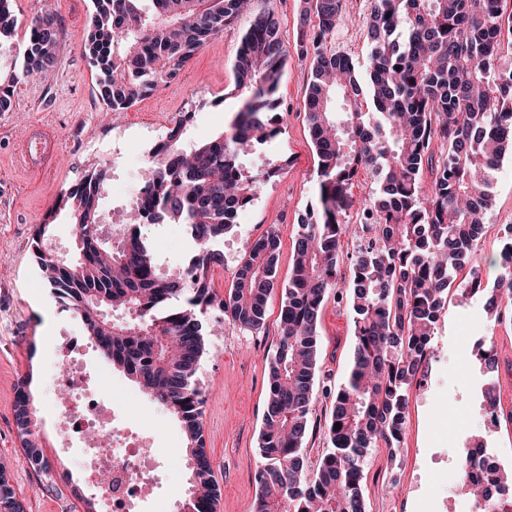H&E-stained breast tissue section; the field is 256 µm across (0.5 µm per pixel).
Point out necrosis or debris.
Instances as JSON below:
<instances>
[{"instance_id":"obj_1","label":"necrosis or debris","mask_w":512,"mask_h":512,"mask_svg":"<svg viewBox=\"0 0 512 512\" xmlns=\"http://www.w3.org/2000/svg\"><path fill=\"white\" fill-rule=\"evenodd\" d=\"M81 350L74 338L64 337L55 384L68 398L57 405V424L65 440L80 450L102 512H139L143 500L161 481L160 467L141 453L143 438L127 427V417L114 394L88 384ZM102 430L109 433V440L91 445L90 436ZM105 473L111 477L106 484L100 481Z\"/></svg>"}]
</instances>
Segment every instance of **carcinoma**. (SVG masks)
Segmentation results:
<instances>
[{
	"label": "carcinoma",
	"instance_id": "carcinoma-1",
	"mask_svg": "<svg viewBox=\"0 0 512 512\" xmlns=\"http://www.w3.org/2000/svg\"><path fill=\"white\" fill-rule=\"evenodd\" d=\"M12 0H0V49L15 34ZM367 89L357 63L330 47L350 16L346 0H314V15L300 18L297 52L312 58L306 118L318 159L316 202L298 225L291 278L283 285L279 343L269 368L268 399L260 433L263 467L257 512H366L364 460L380 446L397 458L408 399L433 354L432 336L448 288L464 300L477 294L485 310L502 317L512 295V267L498 265L486 285L474 259L492 203V181L512 153V9L508 0H366ZM84 49L98 71L108 112H124L147 93L175 80L212 38L244 12V0H93ZM235 62L242 105L224 131L191 146L179 119L162 147L163 160L143 168L151 194L129 209L131 222L107 246L99 239L103 172L88 171L64 190L50 221L65 213L79 246L61 262L45 247L48 224L33 243L42 277L63 308L78 315L92 346L181 423L191 471L178 512H214L219 487L202 435V399L193 381L205 353L198 311L213 304L231 323L261 333L268 295L277 287L275 233L246 251L234 288L210 292L207 273L224 265L219 244L237 213L250 205L270 172L244 169L242 154L268 146L282 132L278 88L288 50L270 9L250 10ZM60 35L50 13L27 27L24 75L52 66ZM18 76L0 75V111L11 108ZM379 186L366 200L348 285L354 344L346 382L325 418L327 441L314 473L303 452L316 404L317 327L327 292L336 286L339 256L358 168ZM430 176L424 187L423 172ZM153 211L161 222L184 224L196 245L195 277L157 267L138 226ZM112 310L122 318L111 319ZM476 362L497 368L494 347ZM32 373L21 377L14 419L25 463L43 477L51 464L43 450L33 404ZM495 425V382L481 390ZM341 424L335 429L334 424ZM484 471L466 482L471 500L487 501L512 489L499 464L462 453L461 468ZM0 512L24 505L0 462Z\"/></svg>",
	"mask_w": 512,
	"mask_h": 512
}]
</instances>
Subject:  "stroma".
<instances>
[{
	"mask_svg": "<svg viewBox=\"0 0 512 512\" xmlns=\"http://www.w3.org/2000/svg\"><path fill=\"white\" fill-rule=\"evenodd\" d=\"M310 0H272L279 33L288 47L280 80L284 130L263 156L276 174L257 198L239 213L233 231L224 237V264L208 273V286L224 297L233 288L246 250L268 231L279 238L277 276L291 275L298 224L311 207L315 149L306 120L311 76L310 59L299 56L297 24ZM16 34L11 52L0 62V72L21 71L24 30L32 17L48 10L60 30L54 50L52 75L42 82L22 78L16 85L10 110L0 112V461L8 467L12 484L26 512H82L71 494L81 487L94 496L74 449L60 447L52 428L58 392L53 382L58 371L57 351L63 337L84 334L81 319L55 301L33 258L30 244L35 229L61 190L69 188L89 169L107 168L100 200L102 217L116 206L112 188L130 183L142 142L133 133L142 123L174 121L191 115L189 141L209 139L223 131L240 107L235 93V60L246 23L226 27L181 70L177 79L160 85L124 112L105 111L97 94V75L84 50L92 0H12ZM50 131L57 153L47 172L30 176L18 161L19 144L31 126ZM494 202L480 240V264L485 279L499 248L496 227L512 225V158H505L493 187ZM142 237L151 246L163 272L175 273L195 252L185 225L144 224ZM352 243H345L339 260L337 285L327 295L318 331L319 371L314 391L318 397L306 439V464L316 469L326 448L322 426L331 413V393L347 378L354 338L348 304ZM281 291L267 302L262 333L253 334L225 320L218 307L200 316L209 334L206 351L194 380L204 399L203 435L221 496L216 512H254L261 466L258 442L268 394L269 364L279 342ZM483 337L497 351L495 374L500 395L499 420L488 443L498 462L512 471V318L494 320L485 312L481 296L467 305L449 300L437 325L435 364L421 391L411 392L403 442L397 462L387 449L375 448L366 459V512H468V500L455 494L453 478L459 450L481 426L480 389L484 378L468 357L465 338ZM86 377L114 383L133 396L138 422L158 430V456L176 461L163 477V487L146 512H169L168 496L187 489L190 472L179 457L184 442L179 422L142 393L126 375L112 368L93 347L83 352ZM32 374L31 390L45 451L53 465L52 483H42L23 461L14 421L13 404L21 376ZM397 467L395 485L383 475Z\"/></svg>",
	"mask_w": 512,
	"mask_h": 512,
	"instance_id": "35a3bbf8",
	"label": "stroma"
}]
</instances>
